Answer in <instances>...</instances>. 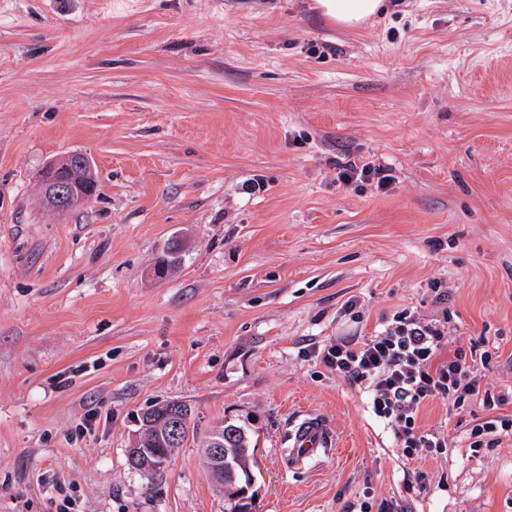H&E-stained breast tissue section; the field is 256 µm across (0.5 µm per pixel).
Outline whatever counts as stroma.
Segmentation results:
<instances>
[{
    "label": "stroma",
    "mask_w": 512,
    "mask_h": 512,
    "mask_svg": "<svg viewBox=\"0 0 512 512\" xmlns=\"http://www.w3.org/2000/svg\"><path fill=\"white\" fill-rule=\"evenodd\" d=\"M384 4L346 30L315 0H0V512H224L200 442L226 419L256 512H512V438L467 439L512 402L425 405L448 448L416 464L306 355L446 316L512 393V0ZM73 152L98 191L57 214L37 174ZM166 400L194 432L150 477L127 450ZM303 412L339 446L288 471ZM339 178L346 183L352 182H376L377 188H385L391 179L388 170L382 165L371 163L357 164L349 161L341 167Z\"/></svg>",
    "instance_id": "1"
}]
</instances>
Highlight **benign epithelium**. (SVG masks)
I'll return each mask as SVG.
<instances>
[{"mask_svg":"<svg viewBox=\"0 0 512 512\" xmlns=\"http://www.w3.org/2000/svg\"><path fill=\"white\" fill-rule=\"evenodd\" d=\"M89 159L82 153H73L64 164L50 163L38 174L43 202L48 209L66 213L82 207L88 196L81 191L86 184L84 174ZM133 466L144 474H153L164 467L166 458L154 448L137 443L128 449ZM209 475L218 484H224V432L218 431L209 441L207 450Z\"/></svg>","mask_w":512,"mask_h":512,"instance_id":"benign-epithelium-1","label":"benign epithelium"}]
</instances>
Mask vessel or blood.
I'll list each match as a JSON object with an SVG mask.
<instances>
[{
  "mask_svg": "<svg viewBox=\"0 0 512 512\" xmlns=\"http://www.w3.org/2000/svg\"><path fill=\"white\" fill-rule=\"evenodd\" d=\"M288 450L283 457L286 467L295 469L319 455L332 454L338 442L333 427L323 417L307 413L294 419L286 432Z\"/></svg>",
  "mask_w": 512,
  "mask_h": 512,
  "instance_id": "b4317fda",
  "label": "vessel or blood"
}]
</instances>
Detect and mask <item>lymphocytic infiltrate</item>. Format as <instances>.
Wrapping results in <instances>:
<instances>
[{
	"instance_id": "1",
	"label": "lymphocytic infiltrate",
	"mask_w": 512,
	"mask_h": 512,
	"mask_svg": "<svg viewBox=\"0 0 512 512\" xmlns=\"http://www.w3.org/2000/svg\"><path fill=\"white\" fill-rule=\"evenodd\" d=\"M310 355L337 377L366 390L374 416L411 462L437 458L448 446L447 434L420 426L422 405L434 400L457 409L492 404L482 396L466 353L450 349L447 327L407 311L395 314L377 335L340 336Z\"/></svg>"
}]
</instances>
